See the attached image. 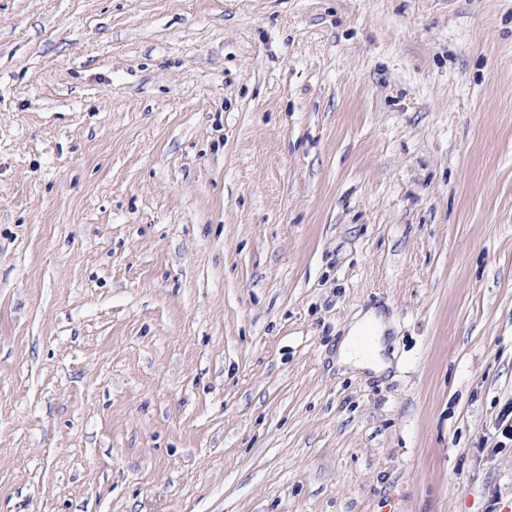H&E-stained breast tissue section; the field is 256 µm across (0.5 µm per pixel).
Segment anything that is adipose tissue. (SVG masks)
<instances>
[{
  "instance_id": "1",
  "label": "adipose tissue",
  "mask_w": 512,
  "mask_h": 512,
  "mask_svg": "<svg viewBox=\"0 0 512 512\" xmlns=\"http://www.w3.org/2000/svg\"><path fill=\"white\" fill-rule=\"evenodd\" d=\"M384 317L376 310L357 313L341 341L336 365L344 370H368L375 374L387 371L391 363L385 351Z\"/></svg>"
}]
</instances>
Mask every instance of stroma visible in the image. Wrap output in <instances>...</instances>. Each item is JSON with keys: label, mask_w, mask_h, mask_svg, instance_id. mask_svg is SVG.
Segmentation results:
<instances>
[{"label": "stroma", "mask_w": 512, "mask_h": 512, "mask_svg": "<svg viewBox=\"0 0 512 512\" xmlns=\"http://www.w3.org/2000/svg\"><path fill=\"white\" fill-rule=\"evenodd\" d=\"M510 407L512 0H0V512H512ZM387 329L384 316L374 309L358 312L341 341L336 366L348 370H369L377 375L387 371L391 363L385 355L386 346L383 334ZM369 334L367 344L362 343L363 336Z\"/></svg>", "instance_id": "35a3bbf8"}]
</instances>
